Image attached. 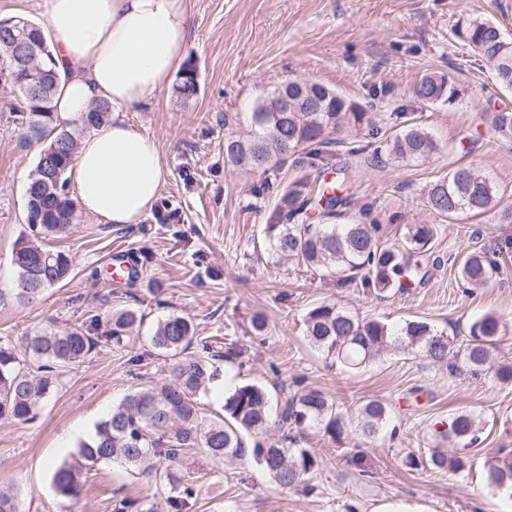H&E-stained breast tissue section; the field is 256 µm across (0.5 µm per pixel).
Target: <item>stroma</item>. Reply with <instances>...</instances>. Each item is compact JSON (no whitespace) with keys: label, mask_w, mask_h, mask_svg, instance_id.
<instances>
[{"label":"stroma","mask_w":512,"mask_h":512,"mask_svg":"<svg viewBox=\"0 0 512 512\" xmlns=\"http://www.w3.org/2000/svg\"><path fill=\"white\" fill-rule=\"evenodd\" d=\"M193 26L185 62L194 64L198 92L177 99L173 87L125 118L155 139L169 178L153 209L138 223L109 224L77 210L69 232L51 248L73 260L70 278L30 304H20L11 264L16 240L28 235L25 190L42 141L29 131L28 111L9 82L0 80V339L23 346L41 330L88 325L131 305L145 315L128 347H100L61 376L56 392L28 424L0 419V486L15 487L22 512H112L124 497L163 508L171 487L195 489L191 512H512V498L493 493L481 476L485 457L512 452V386L489 373L456 374L415 354H392L349 372L312 347L303 317L321 302L390 324L422 320L453 334L492 311L506 336L495 351L512 361V92L500 89L484 63L455 36L458 24L494 21L512 38V0H189ZM426 73H445L463 90L451 106H424L413 97ZM302 78L322 83L374 114L380 137L395 135L396 112L418 117L442 145L426 160L357 163L349 187L356 205L368 204L382 236L401 241L411 224H430L434 239L429 275L420 285L380 298L356 284L337 287L293 261L279 260L264 227L273 197L257 199L260 175L224 161L226 127L245 130L257 97L272 83ZM476 166L495 184L497 204L476 216L450 220L428 210L423 189L461 166ZM495 253L499 271L482 288L457 282L450 255L463 249ZM141 253L138 278L113 283L115 252ZM170 314L190 318L200 337L236 343L243 364L225 363L219 378L196 396L199 426L224 414L230 386L247 381L284 383L289 391H321L341 410L380 400L398 431L360 443L356 434L335 441L305 430L302 445L317 457L315 491L281 490L248 460L215 461L187 450L156 476L137 475L107 462L84 468L78 498L60 497L47 454L70 458L81 432L102 420L125 395L168 378L166 354L131 365L146 347L151 325ZM269 326L249 333L253 316ZM484 422L471 448L470 473L412 471L408 452L435 447L436 432L459 410Z\"/></svg>","instance_id":"obj_1"}]
</instances>
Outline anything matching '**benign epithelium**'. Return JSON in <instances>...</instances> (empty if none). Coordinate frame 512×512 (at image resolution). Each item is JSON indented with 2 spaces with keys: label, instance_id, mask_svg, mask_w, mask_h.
Wrapping results in <instances>:
<instances>
[{
  "label": "benign epithelium",
  "instance_id": "1",
  "mask_svg": "<svg viewBox=\"0 0 512 512\" xmlns=\"http://www.w3.org/2000/svg\"><path fill=\"white\" fill-rule=\"evenodd\" d=\"M17 29L19 26L13 18L0 21V33L9 32L14 35V39L8 41V44L15 76L18 77V82L29 83L31 97L47 96L55 80L52 79V72L45 70L39 62L46 55V51L41 42H32L25 38V33L15 34Z\"/></svg>",
  "mask_w": 512,
  "mask_h": 512
}]
</instances>
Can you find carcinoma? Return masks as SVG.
Wrapping results in <instances>:
<instances>
[{"mask_svg": "<svg viewBox=\"0 0 512 512\" xmlns=\"http://www.w3.org/2000/svg\"><path fill=\"white\" fill-rule=\"evenodd\" d=\"M489 67L495 82L512 90V40L504 37L491 20L475 19L455 30ZM196 67L183 69L186 76L175 87L177 98L190 100L197 94V82L188 76ZM279 84L258 97L250 112V130L229 134L224 139V159L233 166L262 176L254 186L255 197L275 194L276 204L266 224L271 249L281 259L294 260L336 277L339 286L356 280L369 292L382 296L395 288H408L425 279L428 271L423 257L430 250L434 228L430 224H412L400 243L381 241L379 225L369 218L368 208L344 224L332 219L345 215L351 205L346 195L349 169L340 168L334 176L317 183L308 176L281 186L278 173L288 155L301 152L314 168L329 165L334 134L344 127L373 125L361 106L349 102L334 90L317 82L297 80L288 84L289 110L275 111ZM414 98L423 105L456 103L461 96L456 83L447 74L428 73L416 81ZM33 117L30 128L48 139L40 150L36 167L51 179L41 188L36 202L26 209L42 212L40 223L32 230L45 237H61L74 219L75 202L66 192L67 173L72 166L78 140L87 130L100 125L110 114L111 105L96 103L82 119L53 124L52 102L38 105L25 99ZM402 129L390 138L355 145L350 154L371 153L380 160L417 161L436 151V144L417 118L396 113ZM496 189L491 180L473 167L454 170L430 185L427 206L448 218L461 213H482L491 208ZM456 266L459 281L466 287L484 285L497 271V263L488 253L470 250L462 256H449ZM12 265L20 285L19 298L33 302L47 289L66 281L72 272V260L65 253L43 246L28 237L20 238L12 251ZM143 315L134 308L112 312L106 321L95 317L89 327L54 330L26 337L24 354L11 341L0 340V418L28 423L36 418L43 403L57 390L59 373L84 362L99 346L122 348L131 341L135 326ZM305 336L328 358L349 371H358L382 357L397 353H416L431 363L459 370L453 357L471 371H486L502 385H512V364H494L492 348L505 333L500 318L486 313L469 327L466 343L454 346L455 337L435 329L426 321L412 320L390 326L376 319L361 318L331 303L309 309L303 318ZM195 339L193 322L170 314L157 321L149 334L150 349L129 359L136 365L151 355V350L179 357L167 382L158 387L137 389L127 394L112 412L98 422L92 437L79 443L71 461H63L53 471L52 481L58 494L76 498L81 491L82 468L99 462L120 461L133 470L149 474L163 462L179 459L183 449L198 447L218 460L250 459L282 489H314L318 463L316 457L300 446L298 435L317 427L331 439L346 432L345 417L335 403L322 392L306 390L288 393L285 386L269 388L263 383L246 382L230 389L224 399V418L197 431L196 394L219 376L216 362L241 358L230 344L222 349L206 341L190 355L183 352ZM391 419V409L379 400L358 407L352 420L364 439H375ZM477 417L468 410L453 414L440 436L444 440L472 446L480 441ZM412 469H447L466 472L473 463L463 455L449 456L437 448L422 455L409 453ZM488 487L512 498V459L488 457L482 467ZM194 489L179 487L166 496V512H188ZM0 512H20L19 495L0 489ZM113 512H157L144 501L122 498Z\"/></svg>", "mask_w": 512, "mask_h": 512, "instance_id": "obj_1", "label": "carcinoma"}]
</instances>
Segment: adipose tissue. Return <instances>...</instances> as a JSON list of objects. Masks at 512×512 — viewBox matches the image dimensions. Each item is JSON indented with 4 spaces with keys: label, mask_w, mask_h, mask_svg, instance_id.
Masks as SVG:
<instances>
[{
    "label": "adipose tissue",
    "mask_w": 512,
    "mask_h": 512,
    "mask_svg": "<svg viewBox=\"0 0 512 512\" xmlns=\"http://www.w3.org/2000/svg\"><path fill=\"white\" fill-rule=\"evenodd\" d=\"M47 18L64 77L54 99L58 120H79L96 99L112 107L76 154L77 198L107 223H138L169 171L159 144L124 115L157 97L181 61L192 25L188 0H48Z\"/></svg>",
    "instance_id": "adipose-tissue-1"
}]
</instances>
